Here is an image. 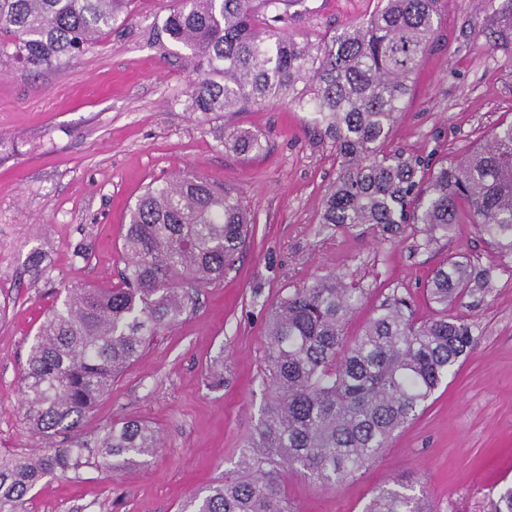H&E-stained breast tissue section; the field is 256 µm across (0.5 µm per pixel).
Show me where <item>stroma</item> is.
<instances>
[{
  "instance_id": "obj_1",
  "label": "stroma",
  "mask_w": 512,
  "mask_h": 512,
  "mask_svg": "<svg viewBox=\"0 0 512 512\" xmlns=\"http://www.w3.org/2000/svg\"><path fill=\"white\" fill-rule=\"evenodd\" d=\"M173 5L132 0L128 18L66 66L0 65V137L21 143L20 155L0 162V454L37 450L20 384L29 347L64 289L120 282L129 208L152 181L191 173L229 186L254 219L234 265L198 289L194 309L150 340L82 423L90 438L131 417L148 420L158 452L113 474L88 467L46 477L29 512H178L222 480L268 394L266 325L284 290L327 272L358 283L365 298L348 322L354 336L396 287L428 316L427 284L448 257L498 265L465 220L425 249L411 226L393 236L373 224H322L335 149L309 113L271 104L227 115L226 127L260 133L264 147L243 156L220 146L175 104L190 75L160 32ZM375 5L298 0L287 31L314 40ZM511 26L512 0H448L390 148L459 158L512 121V51L498 40ZM448 313L473 325L471 354L360 475L333 485L290 476L299 512H362L374 490L397 480L423 492L430 512H490L493 491L512 483V270L499 267Z\"/></svg>"
}]
</instances>
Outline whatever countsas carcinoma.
<instances>
[{"instance_id": "carcinoma-1", "label": "carcinoma", "mask_w": 512, "mask_h": 512, "mask_svg": "<svg viewBox=\"0 0 512 512\" xmlns=\"http://www.w3.org/2000/svg\"><path fill=\"white\" fill-rule=\"evenodd\" d=\"M131 2L0 0V64L40 72L68 63L110 33ZM296 2L176 0L163 32L187 51L185 111L243 155L261 151L262 138L225 129L227 113L272 103L309 112L336 152L321 223L380 224L394 234L413 225L426 248L465 211L500 260H512V122L460 159L433 164L388 148L445 0H377L368 19L315 40L286 32ZM248 224L241 197L200 176L146 187L123 235L121 284L68 290L30 346L23 404L45 448L0 455V512H25L47 476L123 469L157 452L159 433L147 421L127 419L89 439L82 421L148 341L193 309V290L224 275ZM499 268L475 273L471 261L450 258L426 288L432 317L418 320L395 289L352 338L346 325L364 298L359 286L329 272L280 296L267 325L269 395L247 450L179 512H298L288 474L332 485L369 467L475 345L472 325L448 316V302ZM363 512L429 510L418 496L381 488ZM494 512H512V485L497 491Z\"/></svg>"}]
</instances>
